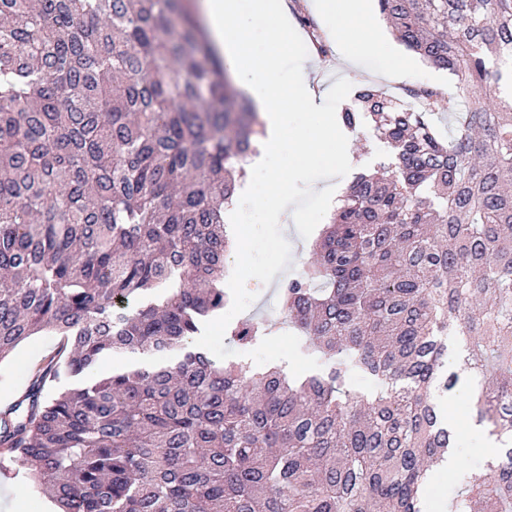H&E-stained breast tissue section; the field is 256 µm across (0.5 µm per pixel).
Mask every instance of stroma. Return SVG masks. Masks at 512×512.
<instances>
[{
  "instance_id": "stroma-1",
  "label": "stroma",
  "mask_w": 512,
  "mask_h": 512,
  "mask_svg": "<svg viewBox=\"0 0 512 512\" xmlns=\"http://www.w3.org/2000/svg\"><path fill=\"white\" fill-rule=\"evenodd\" d=\"M385 69L386 61L383 57L363 53L358 57L357 69L335 67L326 81L335 88L337 97L346 99L348 107L353 108L357 105L356 90L364 84L377 86L394 97L402 95V83L385 78ZM323 176L321 165H309L305 183L292 189L304 217L303 223L262 224L256 233L249 235L244 245V258L240 263L241 275L232 288L230 301L218 315L216 323L207 324L199 339L202 348L215 359L232 361L254 357L262 361L274 360L285 363L289 370L297 373L309 371L316 366L314 357L278 337L249 350H241L228 341L224 328L253 315L277 319L274 289L278 281L293 276L302 263L309 259L313 237L319 235L332 217L331 212L323 208L320 195L311 190L312 185L321 183ZM274 239L284 244L283 250L275 254L270 253L266 247L267 242ZM58 346V336L44 333L23 342L9 358L0 361V404L21 393L33 370L53 357ZM443 402L459 420V453L463 471L471 478L488 475L489 468L481 452L480 441L467 428L474 418V399L466 385L458 384L445 395Z\"/></svg>"
}]
</instances>
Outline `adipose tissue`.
<instances>
[{"instance_id":"adipose-tissue-1","label":"adipose tissue","mask_w":512,"mask_h":512,"mask_svg":"<svg viewBox=\"0 0 512 512\" xmlns=\"http://www.w3.org/2000/svg\"><path fill=\"white\" fill-rule=\"evenodd\" d=\"M315 8L332 35L365 42L354 19L364 12L366 0H315ZM202 10L213 43L257 105L266 132L247 169L251 176H267L268 187L260 192L245 189L235 209L265 223H297L289 184L304 181L309 162H321L331 173L354 157L351 137L336 129L328 89L316 85L321 67L311 59L282 78L281 51L298 35L287 0H204ZM365 44L387 57L390 79L408 77L411 67L392 41Z\"/></svg>"}]
</instances>
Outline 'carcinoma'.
<instances>
[{
    "instance_id": "1",
    "label": "carcinoma",
    "mask_w": 512,
    "mask_h": 512,
    "mask_svg": "<svg viewBox=\"0 0 512 512\" xmlns=\"http://www.w3.org/2000/svg\"><path fill=\"white\" fill-rule=\"evenodd\" d=\"M400 41L455 77L374 87L339 114L392 149L360 173L278 286L281 318L327 370L224 363L193 346L224 310V227L264 135L183 0H0V360L43 332L60 353L0 406V470L61 512H421L458 446L433 392L448 344L481 379L502 448L452 512H512V0H377ZM167 352L59 391L110 353ZM361 371L374 394L347 388Z\"/></svg>"
}]
</instances>
